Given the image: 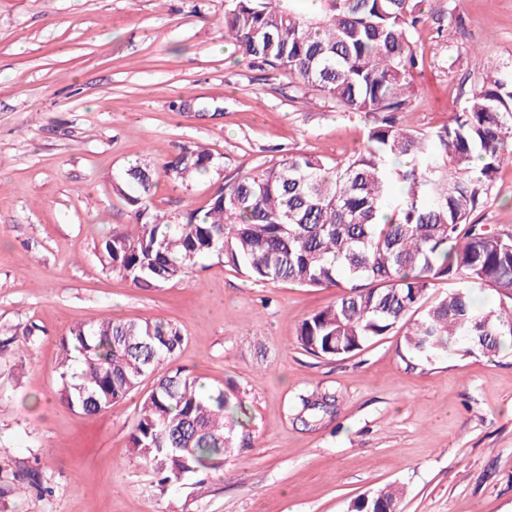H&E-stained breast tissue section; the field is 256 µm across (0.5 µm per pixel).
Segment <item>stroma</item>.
<instances>
[{"mask_svg": "<svg viewBox=\"0 0 512 512\" xmlns=\"http://www.w3.org/2000/svg\"><path fill=\"white\" fill-rule=\"evenodd\" d=\"M225 0H0V512H349L359 495L403 486L402 512H512V354L431 361L401 334L346 358L297 341L332 288L261 284L205 261L143 290L99 258L133 223L119 187L132 164L154 174L152 210L207 205L216 187L292 151L343 158L365 115L224 39ZM412 41L424 59L402 125L435 128L487 69L512 63V0H429ZM184 145L208 149L209 174L161 169ZM481 223L512 231V165ZM102 316L166 321L177 366L235 386L249 448L160 487L129 436L150 382L110 409H68L53 377L58 339ZM335 393L336 411L296 423L299 394Z\"/></svg>", "mask_w": 512, "mask_h": 512, "instance_id": "35a3bbf8", "label": "stroma"}]
</instances>
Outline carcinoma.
Segmentation results:
<instances>
[{
	"label": "carcinoma",
	"mask_w": 512,
	"mask_h": 512,
	"mask_svg": "<svg viewBox=\"0 0 512 512\" xmlns=\"http://www.w3.org/2000/svg\"><path fill=\"white\" fill-rule=\"evenodd\" d=\"M224 39L249 64L289 73L368 116L366 144L343 158L306 152L260 165L220 184L206 211L170 217L145 200L152 174L125 171L135 224L100 246L105 269L138 288L184 279L205 258L258 283L337 288L336 299L297 330L301 348L339 358L404 329L405 349L429 359L512 350V311L478 306L473 289L512 299V232L473 220L492 201L512 162V65L482 74L448 123L404 126L418 58L411 30L428 0H226ZM214 156L185 145L165 166L183 181L208 173ZM449 283L448 292L434 288ZM183 342L178 327L100 318L59 338L60 400L99 414L168 365ZM336 397L301 395L300 418L332 413ZM233 386L204 389L181 369L158 376L138 410L130 446L164 481L217 470L251 443ZM389 485L356 497L351 512H400Z\"/></svg>",
	"instance_id": "carcinoma-1"
}]
</instances>
